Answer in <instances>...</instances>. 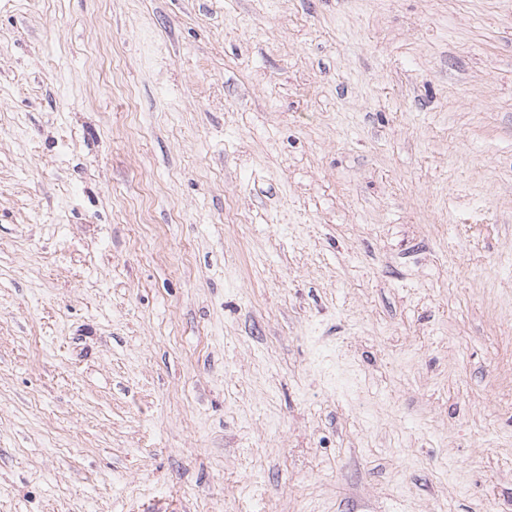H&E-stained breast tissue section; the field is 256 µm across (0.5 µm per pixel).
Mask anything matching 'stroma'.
Segmentation results:
<instances>
[{"mask_svg": "<svg viewBox=\"0 0 512 512\" xmlns=\"http://www.w3.org/2000/svg\"><path fill=\"white\" fill-rule=\"evenodd\" d=\"M0 512H512V0H0Z\"/></svg>", "mask_w": 512, "mask_h": 512, "instance_id": "35a3bbf8", "label": "stroma"}]
</instances>
